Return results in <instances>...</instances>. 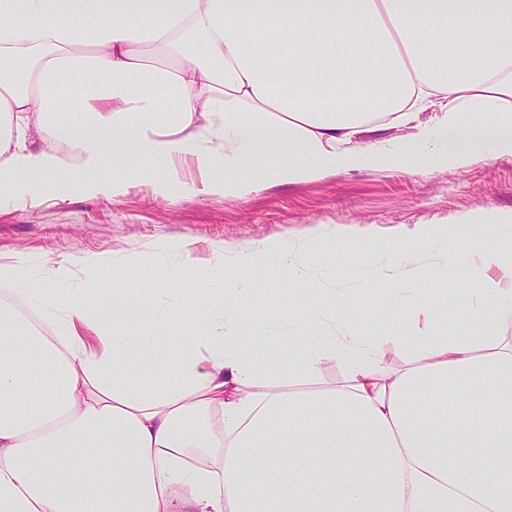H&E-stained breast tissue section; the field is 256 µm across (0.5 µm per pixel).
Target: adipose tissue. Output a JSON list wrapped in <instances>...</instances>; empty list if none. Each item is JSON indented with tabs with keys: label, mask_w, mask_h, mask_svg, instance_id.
Listing matches in <instances>:
<instances>
[{
	"label": "adipose tissue",
	"mask_w": 512,
	"mask_h": 512,
	"mask_svg": "<svg viewBox=\"0 0 512 512\" xmlns=\"http://www.w3.org/2000/svg\"><path fill=\"white\" fill-rule=\"evenodd\" d=\"M435 104L439 120L409 142H355L374 115L415 122ZM486 154L512 157V0H0L4 198L74 169L89 198L141 184L165 199L247 200L404 155L423 170ZM452 232L395 234L389 277L432 263L462 273ZM376 241L319 230L229 257L214 245V307L182 304L186 336L168 330L161 298L192 240L159 245L169 261L148 304L88 287L108 255L43 276L22 258L0 263V512H512V343L500 336L512 245L478 255L475 329L433 330L436 295L415 289L422 331L394 368L387 337L354 326L363 298L337 296L314 260L335 242L372 260ZM274 282L299 285L309 305L265 348L242 314ZM117 320L126 335L112 334ZM331 360L345 374L325 385Z\"/></svg>",
	"instance_id": "adipose-tissue-1"
}]
</instances>
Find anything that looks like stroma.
Instances as JSON below:
<instances>
[{"mask_svg":"<svg viewBox=\"0 0 512 512\" xmlns=\"http://www.w3.org/2000/svg\"><path fill=\"white\" fill-rule=\"evenodd\" d=\"M36 202L21 208H0V262L24 254L43 265L84 254H109L111 270L96 280V287L138 288L151 273L156 244L189 238L195 243L193 261L168 298L176 300L202 288V270L209 263L213 244L226 251L255 244L279 234L307 236L322 225L341 229L372 228L381 238L380 252H388V236L418 224H449L450 250L468 257L480 244L512 242V228L478 236L469 215L498 209L512 211V158L483 156L467 168L432 166L417 173L402 159L379 168L336 174L299 185L272 186L245 200L200 196L194 199L157 198L144 187L132 188L120 200L86 198L76 185L48 180L34 189ZM323 262L336 273L337 287L352 289L362 278L374 284L367 298L371 306H386L387 315L368 317L366 333L384 332L389 313L406 305L407 295L384 278L376 266H353L348 252L328 248ZM439 287L437 307L449 326L470 329L476 324L478 273L460 277L443 271L433 274ZM288 286L271 284L264 305L247 313L244 323L254 335H264L266 322L287 315Z\"/></svg>","mask_w":512,"mask_h":512,"instance_id":"stroma-1","label":"stroma"}]
</instances>
